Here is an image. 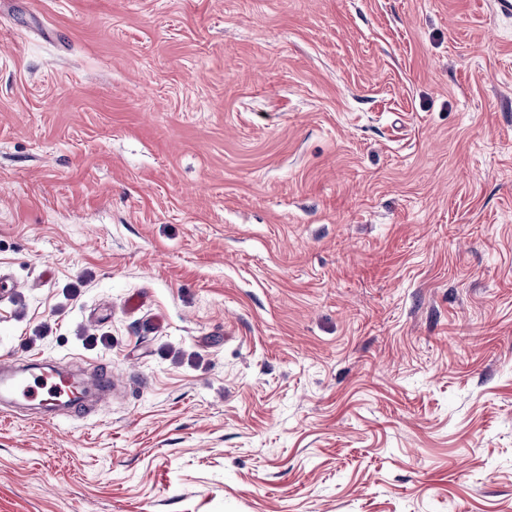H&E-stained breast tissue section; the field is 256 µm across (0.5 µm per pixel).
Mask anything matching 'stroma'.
<instances>
[{"label": "stroma", "mask_w": 512, "mask_h": 512, "mask_svg": "<svg viewBox=\"0 0 512 512\" xmlns=\"http://www.w3.org/2000/svg\"><path fill=\"white\" fill-rule=\"evenodd\" d=\"M0 281V512H512V17L0 0ZM0 371L1 390H4V379L7 377L10 380L8 394H14L19 391L21 396L27 400L39 399L36 405L47 411H53L59 407V398L65 393L68 385L62 377H41V384H24L25 376L19 375L16 361L1 360Z\"/></svg>", "instance_id": "stroma-1"}]
</instances>
